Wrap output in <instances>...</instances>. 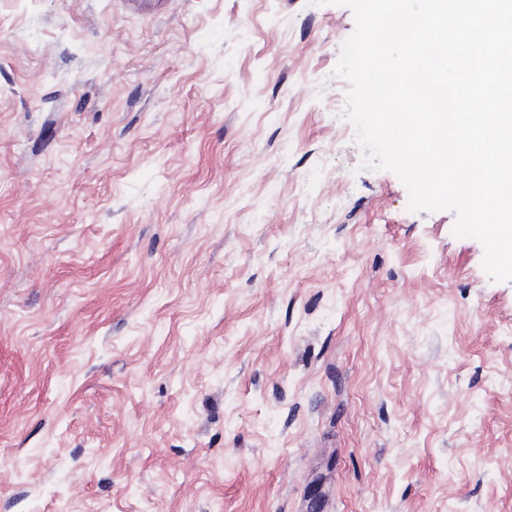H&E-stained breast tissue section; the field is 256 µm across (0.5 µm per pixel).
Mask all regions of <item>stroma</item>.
<instances>
[{"instance_id":"obj_1","label":"stroma","mask_w":512,"mask_h":512,"mask_svg":"<svg viewBox=\"0 0 512 512\" xmlns=\"http://www.w3.org/2000/svg\"><path fill=\"white\" fill-rule=\"evenodd\" d=\"M0 0V512H512V280L364 167L331 0Z\"/></svg>"}]
</instances>
